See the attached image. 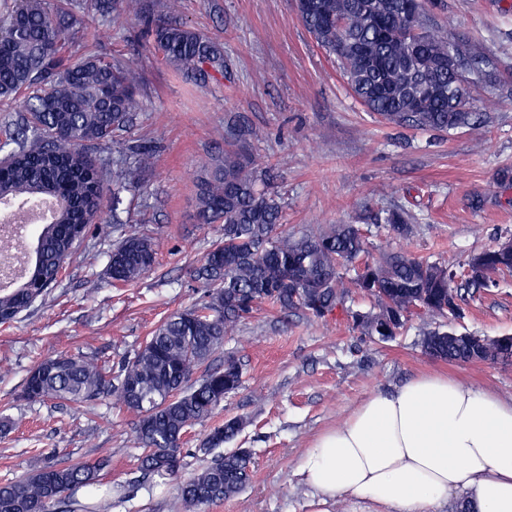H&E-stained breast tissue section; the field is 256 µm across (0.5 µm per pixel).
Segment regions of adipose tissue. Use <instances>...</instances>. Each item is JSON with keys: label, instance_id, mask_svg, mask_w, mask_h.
<instances>
[{"label": "adipose tissue", "instance_id": "1", "mask_svg": "<svg viewBox=\"0 0 512 512\" xmlns=\"http://www.w3.org/2000/svg\"><path fill=\"white\" fill-rule=\"evenodd\" d=\"M300 470L321 506L339 498L430 512L461 492L473 512H512V400L424 373L357 404Z\"/></svg>", "mask_w": 512, "mask_h": 512}]
</instances>
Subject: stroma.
I'll return each mask as SVG.
<instances>
[{
  "label": "stroma",
  "mask_w": 512,
  "mask_h": 512,
  "mask_svg": "<svg viewBox=\"0 0 512 512\" xmlns=\"http://www.w3.org/2000/svg\"><path fill=\"white\" fill-rule=\"evenodd\" d=\"M179 16L224 45L226 79L203 87L174 73L147 51L139 29L96 21L92 45L134 61L143 78L142 105L130 142L163 139L139 192L120 206L124 223H103L78 247L62 278L13 321L0 324V482L46 463L112 458L103 481L111 494L88 496L96 512H172L178 481L206 466L210 421L187 436L179 478L143 476L133 414L96 400L74 408L22 395L28 371L53 353L118 362L133 354L169 314L202 296L191 270L219 224L195 218L196 178L224 150L225 127L247 131L245 146L270 173L283 198L291 234L331 224H358L373 257L404 250L462 269L475 254L512 238V0H432L428 15L445 35L482 45L495 62L491 80L471 86L477 125L447 131L397 126L370 114L303 26L294 0H179ZM411 216L412 232L384 229L389 210ZM154 238L157 263L135 285L115 288L109 254L121 235ZM373 300L350 289L345 310L323 319L300 310L261 306L239 324L212 358L238 359L241 388L224 399L218 420L243 419L225 451L251 450L246 487L202 512H313L314 492L298 472L313 440L371 394L392 391L418 374L446 372L512 398V364H458L432 359L423 335L452 327L462 334L512 335V275L465 294L458 318L410 317L389 341L364 335L352 317Z\"/></svg>",
  "instance_id": "stroma-1"
}]
</instances>
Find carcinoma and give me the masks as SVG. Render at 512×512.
Returning <instances> with one entry per match:
<instances>
[{"label":"carcinoma","mask_w":512,"mask_h":512,"mask_svg":"<svg viewBox=\"0 0 512 512\" xmlns=\"http://www.w3.org/2000/svg\"><path fill=\"white\" fill-rule=\"evenodd\" d=\"M178 0L160 14L151 0H14L0 18V103L18 120L0 126V200L61 201L55 221L41 225L27 281L0 293V323L15 319L60 277L91 227L104 220L107 190L89 148L118 143L134 127L140 110L139 69L120 55L87 50L90 12L111 24H142L152 55L185 80L208 85L224 80V47L177 17ZM300 15L316 43L336 58L354 95L369 111L395 124L448 130L471 121L467 73L489 65L482 46L451 41L426 22L429 0H309ZM151 146L128 145L112 159V223L121 194L136 190L152 164ZM196 211L203 225L222 223L192 280L204 288L197 304L171 313L146 336L117 372L106 363L67 354L43 358L29 372L23 396L81 405L112 397L136 416L135 432L145 475H175L182 467L189 430L211 417L224 396L242 384L241 363L224 359L208 367L224 336L267 303L281 311L301 310L322 319L345 309L342 269L366 253L355 224H332L316 235L281 229L283 205L269 189L266 171L252 165L243 147L232 145L197 182ZM481 276L454 271L408 252L362 261L352 280L372 297L374 310L354 316L367 336L387 341L409 316H461L463 288H481L512 273V256L486 250L471 258ZM157 263L151 238L129 235L109 254L112 285L136 284ZM436 360L469 362L471 348L445 330L421 342ZM503 352L512 362V336L491 342L485 356ZM197 380H192L196 372ZM242 429L231 418L210 428L209 452L224 447ZM107 455L94 463L53 462L16 480L0 483V512H74L73 492L99 490ZM252 474V453L237 448L215 456L181 482L176 510L189 512L238 494Z\"/></svg>","instance_id":"cac0c4a2"}]
</instances>
